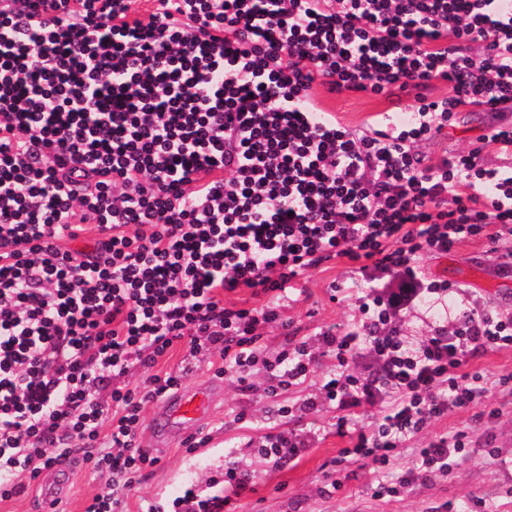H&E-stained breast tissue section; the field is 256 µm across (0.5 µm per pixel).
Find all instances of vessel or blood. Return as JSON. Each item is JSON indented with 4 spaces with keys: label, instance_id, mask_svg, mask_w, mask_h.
Wrapping results in <instances>:
<instances>
[{
    "label": "vessel or blood",
    "instance_id": "vessel-or-blood-1",
    "mask_svg": "<svg viewBox=\"0 0 512 512\" xmlns=\"http://www.w3.org/2000/svg\"><path fill=\"white\" fill-rule=\"evenodd\" d=\"M220 397L221 388L216 384L199 386L168 397L154 424L158 441L167 442L172 434L179 431H192L212 412ZM75 470V463L69 459L54 464L50 493L44 498L45 512H60L65 502L62 491L71 482Z\"/></svg>",
    "mask_w": 512,
    "mask_h": 512
}]
</instances>
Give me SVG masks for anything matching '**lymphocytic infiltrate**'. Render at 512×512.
Wrapping results in <instances>:
<instances>
[{
	"label": "lymphocytic infiltrate",
	"mask_w": 512,
	"mask_h": 512,
	"mask_svg": "<svg viewBox=\"0 0 512 512\" xmlns=\"http://www.w3.org/2000/svg\"><path fill=\"white\" fill-rule=\"evenodd\" d=\"M324 92L404 95L411 120L354 130ZM468 107L495 118L477 146L423 156ZM489 146L512 155V0H0V499L80 449L109 477L86 512H119L158 462L145 406L200 356L245 390L263 368L273 394L334 358L306 407H334L352 464H388L459 410L495 417L487 393L512 373L462 366L511 349L512 317L465 313L415 344L400 322L454 288L424 257L512 240V167L485 165ZM331 260L364 291L356 328L267 356L263 329L287 327L300 279ZM245 288L256 305L233 301ZM362 347L375 374L351 366ZM465 446L431 436L399 484ZM251 488L230 469L223 498L183 502L218 512Z\"/></svg>",
	"instance_id": "f902f5d3"
}]
</instances>
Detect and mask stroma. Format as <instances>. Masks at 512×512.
Here are the masks:
<instances>
[{
	"label": "stroma",
	"mask_w": 512,
	"mask_h": 512,
	"mask_svg": "<svg viewBox=\"0 0 512 512\" xmlns=\"http://www.w3.org/2000/svg\"><path fill=\"white\" fill-rule=\"evenodd\" d=\"M323 107L353 128L393 109L386 98L348 94L324 96ZM492 122L488 112L455 113L442 134L424 144L423 152L439 157L468 148ZM497 261L482 240H468L447 254L425 258L424 269L431 278L462 283L468 290L450 294L441 306L417 302L406 318V336L415 340L447 328L450 316L465 311L512 316V278L494 274ZM343 277V265L331 261L301 279L300 294L283 310L288 329L272 327L263 332L268 354L314 336L320 328L352 323L359 290L348 291L340 303L330 299L331 284ZM335 371L334 359L320 358L313 381L281 396L267 393L261 371L256 372L255 388L250 392L224 382L222 401L195 434L200 447L190 450L182 439L169 440L158 452L159 463L144 468L125 492L126 512H146L159 500L166 505L164 512H178L176 504L189 489L205 498L223 496L224 470L230 466L247 471L254 486L253 492L232 501V512H512V395L496 389L489 392L488 401L499 413L488 423H476L474 410L458 411L408 440L401 455L405 462L429 435L462 430L468 442L466 459L399 489L395 496H380L376 489L390 479V471L353 464L335 468L336 458L347 446L334 429L335 409L318 407L299 423L277 416L280 403L302 404L315 393L318 381ZM241 413L252 421V429L238 428L235 418ZM274 421L286 431L313 433L310 448L300 458L275 463L242 448L244 436L259 437V425ZM339 471L345 479L335 489L330 482ZM107 489V474L79 465L62 512H84L93 496Z\"/></svg>",
	"instance_id": "stroma-1"
}]
</instances>
